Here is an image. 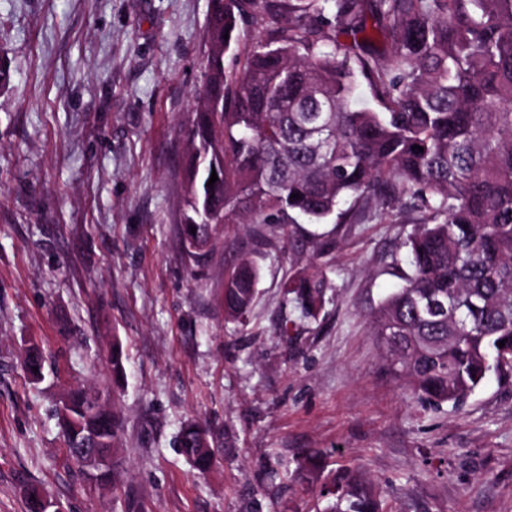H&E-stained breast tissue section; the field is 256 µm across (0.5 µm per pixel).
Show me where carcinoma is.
Wrapping results in <instances>:
<instances>
[{
	"label": "carcinoma",
	"instance_id": "cac0c4a2",
	"mask_svg": "<svg viewBox=\"0 0 512 512\" xmlns=\"http://www.w3.org/2000/svg\"><path fill=\"white\" fill-rule=\"evenodd\" d=\"M249 8L261 21L251 38L241 27ZM206 36L181 164L193 264L217 224H255L261 236L292 224L291 235L308 233L303 219L351 224L373 206L407 213L410 273L370 320L387 369L435 406H461L490 375L511 373L512 0H219ZM360 77L378 108L357 105ZM260 278L250 259L225 272L226 322L246 319ZM282 288L303 315L323 310V273L292 272ZM126 362L113 340L112 374L125 376ZM25 365L45 379L40 351ZM58 418L76 464L91 436L106 454L118 448L116 416L95 394L70 391ZM206 433L188 424L177 441L200 474L215 461ZM304 482L319 484L321 512H383L359 474L324 477L312 464ZM25 499L27 512H46L39 489Z\"/></svg>",
	"mask_w": 512,
	"mask_h": 512
}]
</instances>
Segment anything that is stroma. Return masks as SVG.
Listing matches in <instances>:
<instances>
[{"label":"stroma","instance_id":"obj_1","mask_svg":"<svg viewBox=\"0 0 512 512\" xmlns=\"http://www.w3.org/2000/svg\"><path fill=\"white\" fill-rule=\"evenodd\" d=\"M209 0H0V512L40 487L65 512H320L292 473L365 474L384 512H512V373L457 408L386 368L368 315L400 285L412 230L360 213L255 247L217 226L192 267L178 232L181 129L208 46ZM262 268L241 325L224 269ZM329 281L318 319L283 299L291 265ZM288 335H281V327ZM128 356L113 383L108 354ZM46 359L31 382L29 348ZM100 393L120 422L113 484L66 455L56 409ZM195 421L223 443L207 476L176 447Z\"/></svg>","mask_w":512,"mask_h":512}]
</instances>
